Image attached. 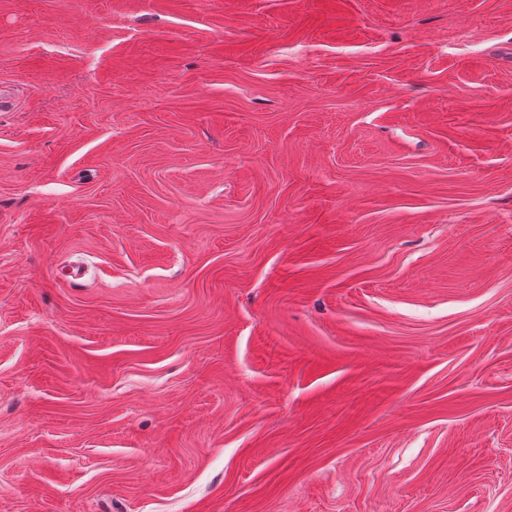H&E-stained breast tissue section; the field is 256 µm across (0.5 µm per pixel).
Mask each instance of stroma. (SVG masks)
Here are the masks:
<instances>
[{"instance_id": "35a3bbf8", "label": "stroma", "mask_w": 512, "mask_h": 512, "mask_svg": "<svg viewBox=\"0 0 512 512\" xmlns=\"http://www.w3.org/2000/svg\"><path fill=\"white\" fill-rule=\"evenodd\" d=\"M0 512H512V0H0Z\"/></svg>"}]
</instances>
